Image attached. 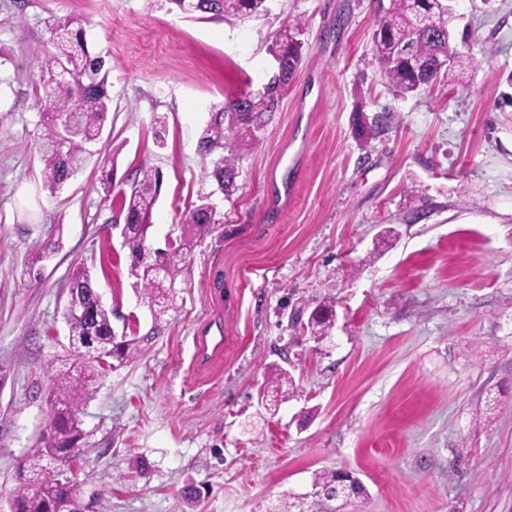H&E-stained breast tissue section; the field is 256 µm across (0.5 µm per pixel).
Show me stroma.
Instances as JSON below:
<instances>
[{
	"label": "stroma",
	"instance_id": "stroma-1",
	"mask_svg": "<svg viewBox=\"0 0 512 512\" xmlns=\"http://www.w3.org/2000/svg\"><path fill=\"white\" fill-rule=\"evenodd\" d=\"M269 7L199 20L171 0H0V512L50 413L48 372L69 366L72 270H90L115 328L151 325L101 158L118 181L161 169L164 246L210 190L198 131L266 82L296 20L302 63L217 199L162 335L88 388L79 479L107 512H320L328 470L367 489L343 512H512V0H454L464 78L405 97L373 58L377 0ZM65 17L105 59L111 112L96 157L53 193L35 146L39 66L47 22ZM57 224L62 245L29 280L31 247ZM325 297L336 323L319 345L291 316ZM216 313L224 355L194 370V333ZM277 365L297 395L271 414L259 394Z\"/></svg>",
	"mask_w": 512,
	"mask_h": 512
}]
</instances>
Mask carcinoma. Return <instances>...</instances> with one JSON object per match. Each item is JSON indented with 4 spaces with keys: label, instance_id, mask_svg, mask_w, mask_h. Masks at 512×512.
I'll list each match as a JSON object with an SVG mask.
<instances>
[{
    "label": "carcinoma",
    "instance_id": "1",
    "mask_svg": "<svg viewBox=\"0 0 512 512\" xmlns=\"http://www.w3.org/2000/svg\"><path fill=\"white\" fill-rule=\"evenodd\" d=\"M186 14L197 12L212 17H256L267 11V0H171ZM301 24L296 22L275 36L273 56L281 63L262 90L246 92L230 99L215 112L199 133V148L214 156L208 177L217 194L225 197L236 190L239 161L259 141L279 108L283 92L301 62ZM54 51L41 62V80L46 84L47 104L41 112L42 131L39 151L43 161V182L50 191L58 190L84 168L92 156L90 146L103 131L110 110V98L102 73L104 61L87 48L86 30L73 20L47 22ZM372 50L382 78L399 95L407 96L440 82H454L458 65L446 64L448 56V6L442 0H390L378 16L372 35ZM162 175L153 167H139L128 181V188L112 193L110 174L102 177L106 196L118 198L124 215L123 246L128 249L130 274L135 287L147 298L151 327L140 333L137 321L127 320L122 332L115 331L112 310L100 302L90 271L78 268L71 275L68 300L77 299L83 310L65 315L69 334V356L76 375L68 372L50 377L49 395L54 402L46 429L20 465L13 489L16 512H49L53 502L77 495L74 483L50 475L57 458L71 452L67 468L80 471L84 459L86 433L79 414L89 383L98 369L124 366L144 357L162 331L177 278L198 240L218 223L212 196H202L186 209L179 225L180 234L164 248L151 244L152 214L160 195ZM61 241L60 228L32 247L29 274L38 278L35 268L55 252ZM335 319L331 300L324 298L311 310L306 328L313 339L329 334ZM111 359L104 365L100 358ZM292 379L282 368L272 372L273 399L267 409L278 405L283 382ZM337 472L315 475V496L321 505L336 500Z\"/></svg>",
    "mask_w": 512,
    "mask_h": 512
}]
</instances>
